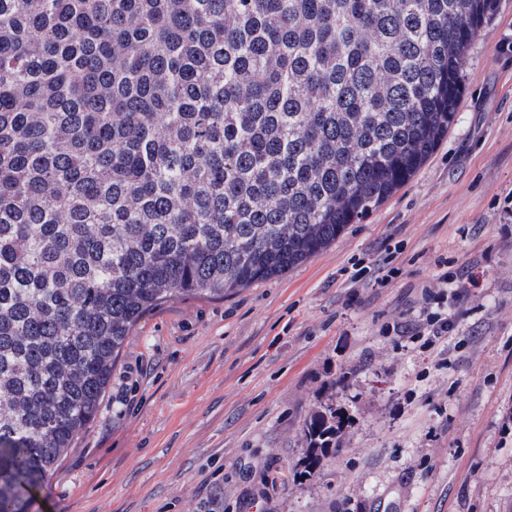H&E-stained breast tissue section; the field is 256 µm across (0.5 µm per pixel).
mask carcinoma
Instances as JSON below:
<instances>
[{
    "label": "carcinoma",
    "mask_w": 512,
    "mask_h": 512,
    "mask_svg": "<svg viewBox=\"0 0 512 512\" xmlns=\"http://www.w3.org/2000/svg\"><path fill=\"white\" fill-rule=\"evenodd\" d=\"M499 4L0 0V512L142 317L305 262L409 181ZM338 424L305 418L304 475Z\"/></svg>",
    "instance_id": "1"
}]
</instances>
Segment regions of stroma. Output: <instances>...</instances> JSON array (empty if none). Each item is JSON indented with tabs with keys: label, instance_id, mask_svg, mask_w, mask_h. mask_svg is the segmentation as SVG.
Wrapping results in <instances>:
<instances>
[{
	"label": "stroma",
	"instance_id": "35a3bbf8",
	"mask_svg": "<svg viewBox=\"0 0 512 512\" xmlns=\"http://www.w3.org/2000/svg\"><path fill=\"white\" fill-rule=\"evenodd\" d=\"M512 0L472 44L447 138L362 223L284 274L147 314L30 512H512ZM403 273L350 283L388 237ZM453 286L431 340L421 288ZM346 387H334L340 374ZM342 447L295 470L325 400Z\"/></svg>",
	"mask_w": 512,
	"mask_h": 512
}]
</instances>
